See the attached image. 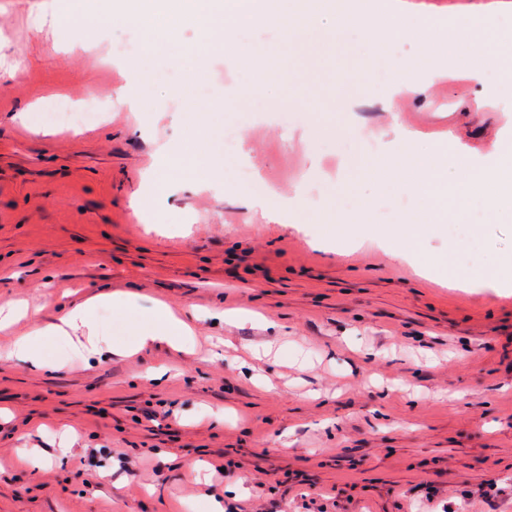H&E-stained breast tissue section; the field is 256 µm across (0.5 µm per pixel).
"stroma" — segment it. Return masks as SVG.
Here are the masks:
<instances>
[{
	"mask_svg": "<svg viewBox=\"0 0 512 512\" xmlns=\"http://www.w3.org/2000/svg\"><path fill=\"white\" fill-rule=\"evenodd\" d=\"M44 3L0 0V56L22 69L0 76V306L39 305L51 323L68 290L160 299L195 310L199 352L158 343L88 365L51 342L50 367L0 363V512H207L215 500L226 512H512V288L428 279L378 242H321L304 223L420 210L414 194L361 184L359 130L378 154L402 127L426 148L452 131L492 162L512 138V92L483 93L452 70L420 96L362 98L361 74L384 65L353 42L322 50L315 68L288 53L278 95L328 113L336 135L299 109L244 106L213 127L223 169L150 195L146 224L130 200L183 139L186 102L167 79L142 91L139 111L116 104L136 74L114 48L136 27L38 30ZM228 81L263 85L217 52L204 102L223 100ZM90 96L112 108L78 134L30 137L14 120L42 97ZM271 190L299 201L287 223L257 204ZM452 241L478 242L495 266L512 254V223L475 213L420 248L443 255ZM235 309L246 317L214 318ZM160 367L173 378L144 380Z\"/></svg>",
	"mask_w": 512,
	"mask_h": 512,
	"instance_id": "1",
	"label": "stroma"
}]
</instances>
